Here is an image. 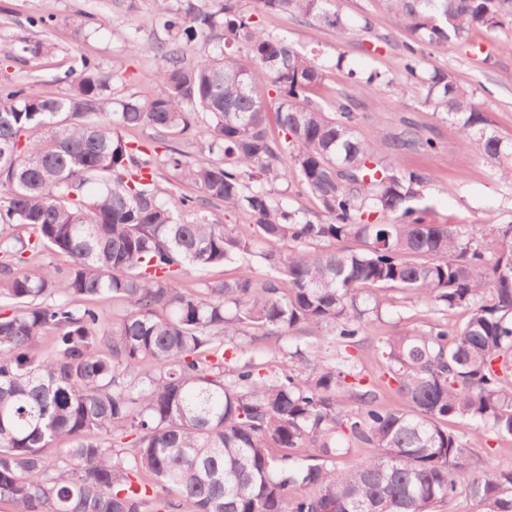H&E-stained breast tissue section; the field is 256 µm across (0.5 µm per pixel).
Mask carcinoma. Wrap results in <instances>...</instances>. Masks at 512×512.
<instances>
[{
  "label": "carcinoma",
  "instance_id": "obj_1",
  "mask_svg": "<svg viewBox=\"0 0 512 512\" xmlns=\"http://www.w3.org/2000/svg\"><path fill=\"white\" fill-rule=\"evenodd\" d=\"M161 2L174 41L130 40L158 61L154 98L113 101L114 75L89 58L68 70L59 97L0 85V302L13 308L0 315V506L432 512L461 493L480 512H512V469L470 459L481 427L512 438V224L495 228L489 248L458 224L427 222L416 207L425 174L359 135L355 99L332 113L315 103L324 79L316 56L260 30L240 0ZM258 2L350 34L336 0ZM391 2L410 36L404 76L422 87V105L512 182V142L454 72L422 59L425 47L512 27V0ZM348 77L361 95L386 82L379 71ZM265 84L275 96L261 93ZM139 126L205 139L218 162H188L177 149L165 159L201 199L163 198L146 149L123 135ZM387 146L396 157L435 143L409 125ZM288 179L320 201L322 217L272 193ZM216 204L252 234L211 221L205 207ZM13 224L28 237L8 233ZM348 239L361 247L318 250ZM57 253L71 258L63 271L28 267L30 254ZM242 255L267 275L181 286L191 271ZM363 288L468 312L434 333L378 339L402 410L374 405L347 351L363 332ZM100 295L127 310L103 321L73 304ZM309 326L331 337L296 345L288 373L237 343ZM451 419L474 423L472 435L448 430ZM353 444L373 452L337 467Z\"/></svg>",
  "mask_w": 512,
  "mask_h": 512
}]
</instances>
